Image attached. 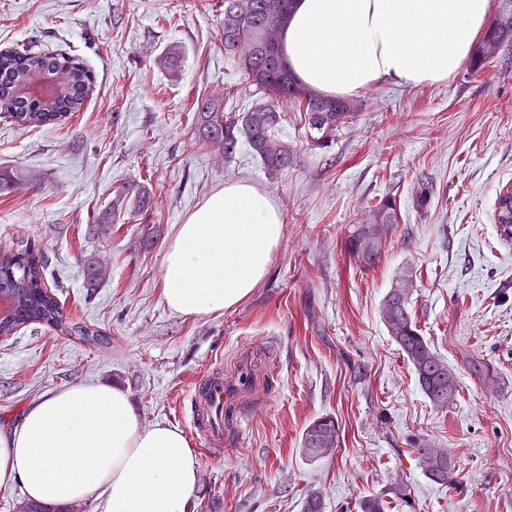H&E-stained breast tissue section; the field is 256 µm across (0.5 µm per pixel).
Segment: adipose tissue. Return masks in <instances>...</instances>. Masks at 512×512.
Listing matches in <instances>:
<instances>
[{
    "label": "adipose tissue",
    "instance_id": "1",
    "mask_svg": "<svg viewBox=\"0 0 512 512\" xmlns=\"http://www.w3.org/2000/svg\"><path fill=\"white\" fill-rule=\"evenodd\" d=\"M489 10L490 0H296L283 56L300 83L336 98L385 79L437 85L470 56ZM282 223L255 186L216 190L167 246L166 305L205 318L240 304L266 277ZM16 479L42 503L97 493L105 512H189L199 471L180 428L144 425L120 389L76 383L31 403L18 428L0 430V486Z\"/></svg>",
    "mask_w": 512,
    "mask_h": 512
}]
</instances>
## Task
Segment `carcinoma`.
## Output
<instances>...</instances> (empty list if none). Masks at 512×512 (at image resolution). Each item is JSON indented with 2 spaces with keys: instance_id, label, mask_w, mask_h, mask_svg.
Masks as SVG:
<instances>
[{
  "instance_id": "1",
  "label": "carcinoma",
  "mask_w": 512,
  "mask_h": 512,
  "mask_svg": "<svg viewBox=\"0 0 512 512\" xmlns=\"http://www.w3.org/2000/svg\"><path fill=\"white\" fill-rule=\"evenodd\" d=\"M293 0H222L224 21L221 40L244 78L261 90L263 99L247 112H226L215 99H197L194 104L195 130L199 140L213 145L229 160L241 143H246L260 159L271 179L292 167L296 153L280 135L279 106L289 102L304 114L312 141L322 146L334 139L339 128L353 119L361 103L327 97L300 84L288 70L280 47V31L288 21ZM488 44L502 48L512 44V0H502L501 10L492 19L476 44L469 69L477 71L495 57L485 49ZM40 71L54 75L55 84L65 87L53 109L46 111L32 99L20 97L16 86ZM92 77L84 64L64 54L22 48L0 51V103L9 117L22 127H42L59 123L82 110L91 90ZM22 186L18 175L0 170V194L13 193ZM153 196L144 185H120L114 190L112 210L94 224L93 232L112 223L122 209L143 213L152 207ZM500 236L512 239V195L509 188L499 191L495 204ZM397 204L389 197L379 201L370 221L358 225L347 240L348 252L359 265L371 267L379 261L392 226L398 223ZM47 260L35 248L21 242L15 252L0 254V299L11 303L9 313L0 317V337L16 334L29 325L53 328L69 336L98 345L104 341L89 326L69 320L62 311L57 294L46 280ZM107 275L98 261L86 266V286L95 288ZM413 285L401 276L384 297L381 320L388 335L398 345L412 367L418 385L429 401L439 409L454 404L459 381L453 368L421 333L411 308ZM338 423L331 417H319L305 429L301 452L309 458L333 456L339 448ZM419 467L427 478L449 489L461 484L455 464L448 453L427 445L413 449ZM359 512H385V500L367 495L358 503ZM18 512H82V505H44L33 500L21 504Z\"/></svg>"
}]
</instances>
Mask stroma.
Instances as JSON below:
<instances>
[{
    "instance_id": "obj_1",
    "label": "stroma",
    "mask_w": 512,
    "mask_h": 512,
    "mask_svg": "<svg viewBox=\"0 0 512 512\" xmlns=\"http://www.w3.org/2000/svg\"><path fill=\"white\" fill-rule=\"evenodd\" d=\"M223 18L220 0H0V50L60 49L95 78L65 123L25 129L0 115V169L31 180L0 195V247L24 239L42 250L65 312L107 338L89 346L32 325L0 339V427L51 391L97 383L126 391L145 425L188 437L199 464L189 512H302L311 491L325 512H358L370 494L385 496L387 512H512V241L500 237L494 209L512 185V46L437 86L364 88L362 110L324 148L282 104L281 135L297 160L272 181L248 146L228 160L194 133L191 101L214 95L245 112L261 97L224 54ZM172 49L182 59L175 72L160 63ZM234 180L268 193L283 214L269 272L233 310L173 313L162 298L166 246L189 212ZM122 182L147 186L153 210L87 234ZM422 182L433 192L419 210ZM387 196L400 222L366 271L346 241ZM91 260L108 270L93 290ZM405 272L423 335L459 376L457 401L443 411L380 319ZM244 350L267 394L216 454L190 426L189 391L199 373ZM325 415L340 446L308 458L302 434ZM418 438L448 452L458 491L424 476Z\"/></svg>"
}]
</instances>
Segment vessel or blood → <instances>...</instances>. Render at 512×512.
<instances>
[{
    "label": "vessel or blood",
    "instance_id": "vessel-or-blood-1",
    "mask_svg": "<svg viewBox=\"0 0 512 512\" xmlns=\"http://www.w3.org/2000/svg\"><path fill=\"white\" fill-rule=\"evenodd\" d=\"M251 353H240L229 372L202 375L189 397L193 406L191 427L209 447L229 445L230 431H242L250 403L265 382L252 370Z\"/></svg>",
    "mask_w": 512,
    "mask_h": 512
}]
</instances>
